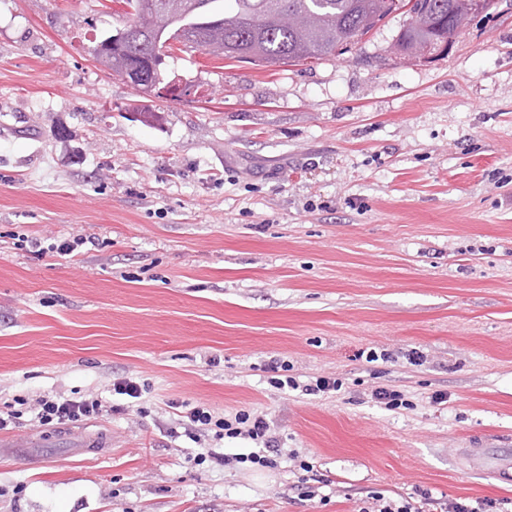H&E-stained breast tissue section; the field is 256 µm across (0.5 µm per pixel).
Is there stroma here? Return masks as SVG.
Returning <instances> with one entry per match:
<instances>
[{
    "label": "stroma",
    "mask_w": 512,
    "mask_h": 512,
    "mask_svg": "<svg viewBox=\"0 0 512 512\" xmlns=\"http://www.w3.org/2000/svg\"><path fill=\"white\" fill-rule=\"evenodd\" d=\"M405 20L294 66L174 45V98L95 61L118 0H0V407H111L23 413L41 446L0 456V512L512 500L466 458L512 448V0L429 63L391 57ZM273 357L342 387L274 389ZM132 373L134 408L112 392ZM200 403L265 414L285 460L188 464L175 413ZM106 407L98 397L58 399L46 396L37 398L30 406L31 411L36 414V418L42 425L75 424L108 412Z\"/></svg>",
    "instance_id": "obj_1"
}]
</instances>
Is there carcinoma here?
Returning <instances> with one entry per match:
<instances>
[{"mask_svg":"<svg viewBox=\"0 0 512 512\" xmlns=\"http://www.w3.org/2000/svg\"><path fill=\"white\" fill-rule=\"evenodd\" d=\"M177 21L128 42L118 39L102 50L111 70L122 75L135 68L164 81L155 41L178 42L206 51L215 39L224 57L262 66L313 62L354 48L387 17L406 10L408 19L393 44L408 49L429 46L443 54L438 39L448 25L471 22L473 0H165Z\"/></svg>","mask_w":512,"mask_h":512,"instance_id":"carcinoma-1","label":"carcinoma"}]
</instances>
